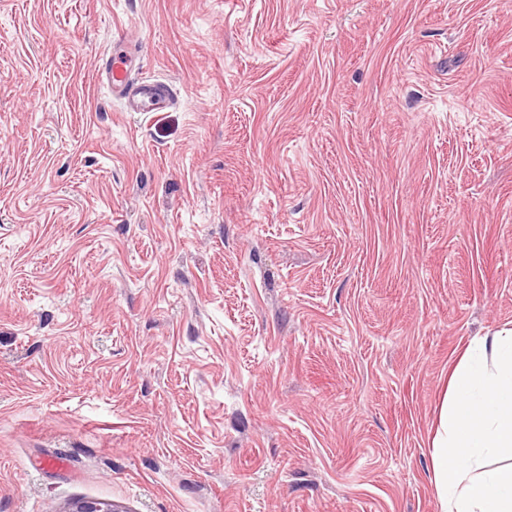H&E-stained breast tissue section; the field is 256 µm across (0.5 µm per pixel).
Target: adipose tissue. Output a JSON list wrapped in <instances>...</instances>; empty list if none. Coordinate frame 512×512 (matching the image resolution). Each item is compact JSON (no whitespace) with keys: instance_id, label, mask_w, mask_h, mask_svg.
<instances>
[{"instance_id":"adipose-tissue-1","label":"adipose tissue","mask_w":512,"mask_h":512,"mask_svg":"<svg viewBox=\"0 0 512 512\" xmlns=\"http://www.w3.org/2000/svg\"><path fill=\"white\" fill-rule=\"evenodd\" d=\"M512 328L470 340L451 366L431 442L441 512H512Z\"/></svg>"}]
</instances>
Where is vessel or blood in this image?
<instances>
[{
    "label": "vessel or blood",
    "instance_id": "b4317fda",
    "mask_svg": "<svg viewBox=\"0 0 512 512\" xmlns=\"http://www.w3.org/2000/svg\"><path fill=\"white\" fill-rule=\"evenodd\" d=\"M132 52L124 56L108 57L100 74V81L111 96L120 97L129 112H156L172 99L170 90L156 82H138L131 73L129 63Z\"/></svg>",
    "mask_w": 512,
    "mask_h": 512
}]
</instances>
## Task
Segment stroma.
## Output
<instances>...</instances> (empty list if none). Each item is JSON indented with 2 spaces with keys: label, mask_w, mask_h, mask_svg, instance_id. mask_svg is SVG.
<instances>
[{
  "label": "stroma",
  "mask_w": 512,
  "mask_h": 512,
  "mask_svg": "<svg viewBox=\"0 0 512 512\" xmlns=\"http://www.w3.org/2000/svg\"><path fill=\"white\" fill-rule=\"evenodd\" d=\"M508 327L512 0H0V512H441ZM134 56L126 50L121 58L109 56L101 70V84L111 96L124 100L126 112H158L169 104L173 95L162 84L136 81L128 66Z\"/></svg>",
  "instance_id": "35a3bbf8"
}]
</instances>
